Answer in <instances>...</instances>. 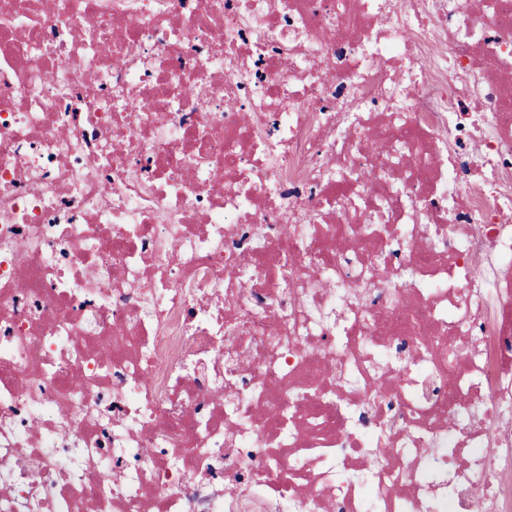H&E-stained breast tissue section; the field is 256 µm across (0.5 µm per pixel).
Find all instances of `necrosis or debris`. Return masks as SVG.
Instances as JSON below:
<instances>
[{
	"label": "necrosis or debris",
	"instance_id": "necrosis-or-debris-1",
	"mask_svg": "<svg viewBox=\"0 0 512 512\" xmlns=\"http://www.w3.org/2000/svg\"><path fill=\"white\" fill-rule=\"evenodd\" d=\"M0 512H512V0H0Z\"/></svg>",
	"mask_w": 512,
	"mask_h": 512
}]
</instances>
